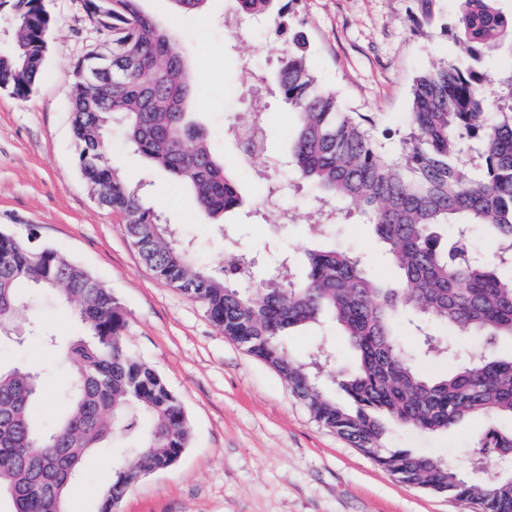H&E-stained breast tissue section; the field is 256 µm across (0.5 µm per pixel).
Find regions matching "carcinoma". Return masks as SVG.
Instances as JSON below:
<instances>
[{
  "label": "carcinoma",
  "instance_id": "obj_1",
  "mask_svg": "<svg viewBox=\"0 0 512 512\" xmlns=\"http://www.w3.org/2000/svg\"><path fill=\"white\" fill-rule=\"evenodd\" d=\"M234 19L266 22L284 44L273 89L296 114L285 163L317 191L313 230L355 213L385 246L400 274L386 288L364 270L359 256L332 248L305 252L308 273L291 278L288 257H277L273 282L256 279L250 260L228 251L216 271L198 264L179 229L143 203V187L123 180L102 137L122 126L127 142L194 196L214 221L245 203L235 171L212 150L189 106L194 78L171 34L139 7V0H106L103 45L112 68L74 83L70 102L78 167L87 185L105 195V207L123 216L142 260L173 288L190 280L224 336L272 367L314 419L336 431L399 482L425 486L470 502L479 512H512V463L473 478L446 461L385 445L389 419L422 433L449 431L469 419L512 416V358L477 352L447 376L431 379L396 338L399 317L411 313L425 354H449L428 330L447 325L456 337L512 339V74L492 98L485 69L490 54L512 42V14L500 0H459L451 27L459 56L433 64L412 88L401 151H382L372 121L341 105L310 64L311 45L283 0H234ZM410 21L421 29L435 20L437 0H414ZM16 18L12 44L0 50V88L26 98L43 69L51 18L41 0H0ZM455 236L443 247L437 229ZM492 230L486 255L469 247L470 230ZM41 288L67 308L84 335L62 346L72 372L61 392L66 410L53 422L36 416L38 373L24 366L0 369V502L7 512H53L49 494L66 512L67 492L94 450L114 437L134 442L119 449L112 482L98 512H118L139 476L172 466L191 442L178 396L158 371L125 343L127 321L118 299L83 267L39 245L0 232V336L28 307L27 291ZM332 313L358 357L341 387L350 400L330 398L322 379L331 373L332 348L321 341L300 360L282 341L289 328ZM475 450L492 458L512 448V431L487 427Z\"/></svg>",
  "mask_w": 512,
  "mask_h": 512
}]
</instances>
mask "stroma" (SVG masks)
Masks as SVG:
<instances>
[{
  "instance_id": "35a3bbf8",
  "label": "stroma",
  "mask_w": 512,
  "mask_h": 512,
  "mask_svg": "<svg viewBox=\"0 0 512 512\" xmlns=\"http://www.w3.org/2000/svg\"><path fill=\"white\" fill-rule=\"evenodd\" d=\"M52 18L43 73L27 98L0 88V230L18 238L35 232L50 247L85 267L118 298L127 318L126 343L151 363L181 399L192 440L179 462L152 473L123 500L119 512H477L476 505L426 489L408 487L348 440L315 421L267 364L225 337L203 305L158 280L128 239L122 217L98 204L77 166L70 122V97L78 59L97 47L103 34L90 21L85 0H43ZM144 11L171 33L193 71L191 110L217 155L235 159L238 146L228 125L246 112L263 110L266 149L259 165L284 159L295 115L268 85H254L261 72L279 65L282 44L267 28L253 40L235 38L224 26L233 0H212L203 15L175 12L170 0H140ZM411 0H292L290 8L311 43V64L322 85L333 89L351 112L377 117L381 126L403 129L415 78L439 58L457 55L447 29L457 0H438V18L423 31L409 20ZM108 149L126 182L146 183V206L179 225L207 267L224 263V240L233 238L265 272L275 251L288 253L294 277L305 274L303 250L339 248L361 255L368 274L395 283L397 270L379 250L371 225L340 217L324 235L307 224L317 206L313 189L296 175L282 204L296 221L277 223L276 211L251 188L252 167L240 163L248 203L227 218L220 237L200 214L192 196L174 189L171 177L135 154L120 126ZM25 320L39 323L58 341L80 335L73 315L46 293H34ZM331 340L336 372L353 364L335 325L290 330L284 343L302 357L320 339ZM484 339L461 343L455 358H421L430 377L450 371L456 361L486 349ZM512 356V340L491 346ZM41 369L36 412L51 420L61 406L60 389L69 365L41 342L0 343V365ZM474 422L438 434L391 426L387 445L406 448L469 469L478 461L472 444ZM112 481L111 450L90 455L67 500L68 512H96L101 490Z\"/></svg>"
}]
</instances>
